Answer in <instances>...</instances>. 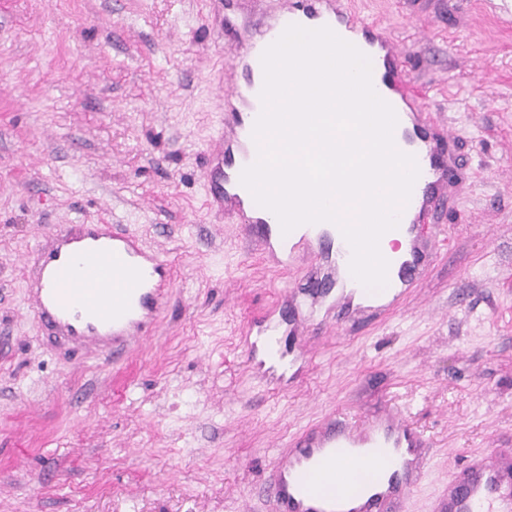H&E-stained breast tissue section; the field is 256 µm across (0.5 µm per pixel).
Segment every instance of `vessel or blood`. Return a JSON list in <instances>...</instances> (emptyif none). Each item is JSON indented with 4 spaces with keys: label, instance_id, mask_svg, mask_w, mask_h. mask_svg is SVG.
<instances>
[{
    "label": "vessel or blood",
    "instance_id": "1",
    "mask_svg": "<svg viewBox=\"0 0 512 512\" xmlns=\"http://www.w3.org/2000/svg\"><path fill=\"white\" fill-rule=\"evenodd\" d=\"M220 23L232 64L219 78L224 122L207 152L206 205L241 224L261 252L280 249L285 267L297 257L291 235L260 219V206L240 182L257 154L253 128L262 111L261 56L292 24L330 28L369 52L373 88L394 109L402 151L414 156L419 169L397 226L406 237L407 258L379 294L382 311L391 310L426 272L427 242L417 227L447 207L458 169L455 133L439 124L415 94L402 65L404 47L382 24L361 17L350 0H280L251 28L239 29L228 13ZM335 242L332 251L310 247L309 276L335 280L348 270L351 247L340 234ZM28 280L34 312L49 339L104 350L119 363L132 342L151 335L167 309L174 270L119 225L65 224L54 228L49 243L38 250ZM427 456L426 441L394 413L378 412L359 425L329 415L279 453L266 483L272 512H401L427 474ZM434 509L512 512V456L464 453L461 469Z\"/></svg>",
    "mask_w": 512,
    "mask_h": 512
}]
</instances>
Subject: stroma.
Listing matches in <instances>:
<instances>
[{"label":"stroma","instance_id":"35a3bbf8","mask_svg":"<svg viewBox=\"0 0 512 512\" xmlns=\"http://www.w3.org/2000/svg\"><path fill=\"white\" fill-rule=\"evenodd\" d=\"M407 51L462 179L427 277L393 310L312 335L303 304L206 206L221 129L222 0H0V512H271L274 457L341 412L389 409L431 448L403 512H432L463 451L512 448V0H354ZM119 224L175 266L153 335L112 366L45 336L27 270L63 224ZM268 315L300 375L252 369Z\"/></svg>","mask_w":512,"mask_h":512}]
</instances>
